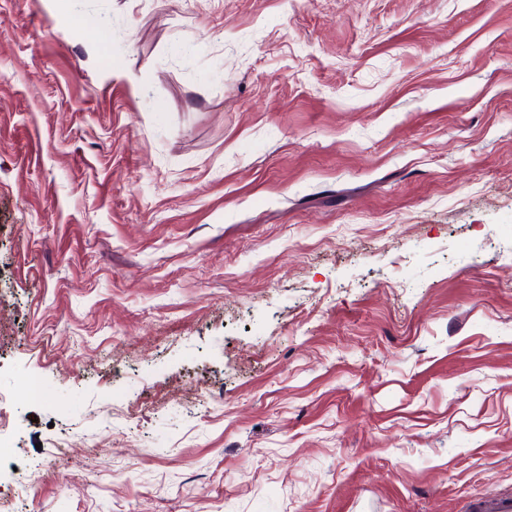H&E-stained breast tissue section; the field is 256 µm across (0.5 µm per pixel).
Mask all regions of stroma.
Returning <instances> with one entry per match:
<instances>
[{
    "mask_svg": "<svg viewBox=\"0 0 512 512\" xmlns=\"http://www.w3.org/2000/svg\"><path fill=\"white\" fill-rule=\"evenodd\" d=\"M0 415V512L512 495V0H0Z\"/></svg>",
    "mask_w": 512,
    "mask_h": 512,
    "instance_id": "1",
    "label": "stroma"
}]
</instances>
